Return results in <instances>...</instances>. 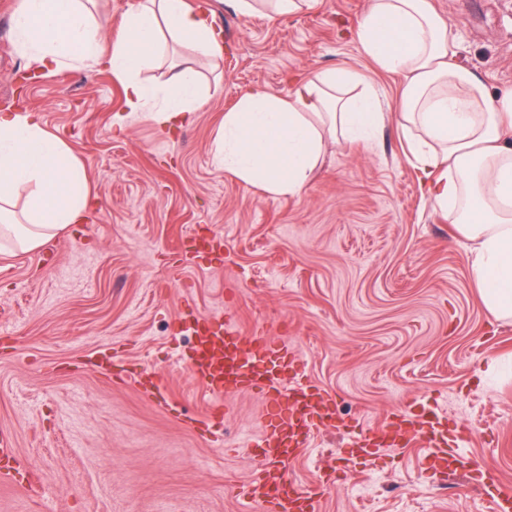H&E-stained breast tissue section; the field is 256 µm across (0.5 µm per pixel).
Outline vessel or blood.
Listing matches in <instances>:
<instances>
[{
    "mask_svg": "<svg viewBox=\"0 0 512 512\" xmlns=\"http://www.w3.org/2000/svg\"><path fill=\"white\" fill-rule=\"evenodd\" d=\"M190 331L196 341L188 368L197 380L216 394L257 387L265 393V423L246 445L261 451L260 468L243 493L264 504L267 512H317L315 493L288 478V463L300 454L313 429L332 430L336 414L332 397L311 381L286 343H278L260 329L243 332L234 322L214 328L211 318L194 321ZM403 443L452 455L461 461L458 446L425 429L410 408L390 413Z\"/></svg>",
    "mask_w": 512,
    "mask_h": 512,
    "instance_id": "obj_1",
    "label": "vessel or blood"
}]
</instances>
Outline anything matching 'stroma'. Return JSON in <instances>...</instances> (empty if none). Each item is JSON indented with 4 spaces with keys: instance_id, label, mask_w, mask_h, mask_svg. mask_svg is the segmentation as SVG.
<instances>
[{
    "instance_id": "1",
    "label": "stroma",
    "mask_w": 512,
    "mask_h": 512,
    "mask_svg": "<svg viewBox=\"0 0 512 512\" xmlns=\"http://www.w3.org/2000/svg\"><path fill=\"white\" fill-rule=\"evenodd\" d=\"M224 38L210 63L177 46L141 74L165 87L174 66L219 82L190 126L166 131L132 111L106 69L52 76L16 46L0 14V114L26 111L83 167L95 207L40 248L0 243V512H262L242 493L258 464L242 447L263 425L261 395L213 394L184 364L194 316L263 328L334 398L339 428L317 430L288 466L309 487L335 479L317 512H495L466 470L425 449L355 451L391 411L465 426L466 457L512 494V320L483 306L471 243L421 193L394 120L404 81L378 69L355 31L370 0H309L277 17L235 0H184ZM459 59L497 94L512 89V0H428ZM347 69L375 90L385 122L368 142L327 141L306 187L272 196L211 161L224 115L251 87L286 97L292 79ZM122 132H115V123ZM220 251L182 262L194 233ZM496 368H489L490 360ZM157 376L168 397L136 379Z\"/></svg>"
}]
</instances>
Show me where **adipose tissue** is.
Here are the masks:
<instances>
[{
	"instance_id": "ef3b65f1",
	"label": "adipose tissue",
	"mask_w": 512,
	"mask_h": 512,
	"mask_svg": "<svg viewBox=\"0 0 512 512\" xmlns=\"http://www.w3.org/2000/svg\"><path fill=\"white\" fill-rule=\"evenodd\" d=\"M17 46L44 76L65 63L109 67L124 82L129 105L161 127L188 122L202 97L194 69H178L167 92L137 75L162 52L160 28L174 40L216 57L223 50L210 18L184 0H136L122 39L105 47L97 20L81 0H18ZM364 53L403 75L400 118L415 132L417 174L433 208L460 223L472 242L470 274L483 305L512 318V90L488 94L482 79L458 63L450 26L427 0H372L357 30ZM359 75L327 71L295 83L289 96L249 91L226 113L214 142L216 170L259 184L270 195L302 191L323 150L324 131L352 142L371 135L382 112L371 90L345 96ZM82 166L28 113L0 116V237L32 250L79 223L90 207ZM32 186L23 224L14 221L18 186Z\"/></svg>"
}]
</instances>
